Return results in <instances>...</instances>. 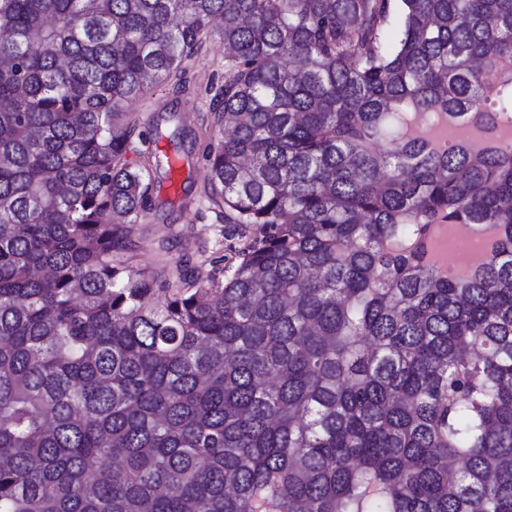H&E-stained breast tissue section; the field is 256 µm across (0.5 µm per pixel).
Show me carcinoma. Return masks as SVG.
Wrapping results in <instances>:
<instances>
[{
  "label": "carcinoma",
  "mask_w": 512,
  "mask_h": 512,
  "mask_svg": "<svg viewBox=\"0 0 512 512\" xmlns=\"http://www.w3.org/2000/svg\"><path fill=\"white\" fill-rule=\"evenodd\" d=\"M224 279L133 265L128 108L211 35ZM512 0H0V512H512ZM433 224L498 231L450 277ZM487 252L485 250H468L457 255L453 265L443 267L442 270L449 276H458L467 273L474 267L481 264L486 258Z\"/></svg>",
  "instance_id": "obj_1"
}]
</instances>
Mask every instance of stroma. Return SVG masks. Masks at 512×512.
<instances>
[{"label": "stroma", "mask_w": 512, "mask_h": 512, "mask_svg": "<svg viewBox=\"0 0 512 512\" xmlns=\"http://www.w3.org/2000/svg\"><path fill=\"white\" fill-rule=\"evenodd\" d=\"M224 84V46L211 38L187 63L179 82L159 86L133 107L140 128L158 155L176 154L174 172L152 173L150 214L137 224L138 247L134 263L158 274L184 266L202 278L222 277L224 272V226L198 197L206 175L204 144L193 137L198 128L195 116L208 111ZM186 131L180 151H173L169 135L175 127ZM185 188V195H172L171 184Z\"/></svg>", "instance_id": "35a3bbf8"}]
</instances>
